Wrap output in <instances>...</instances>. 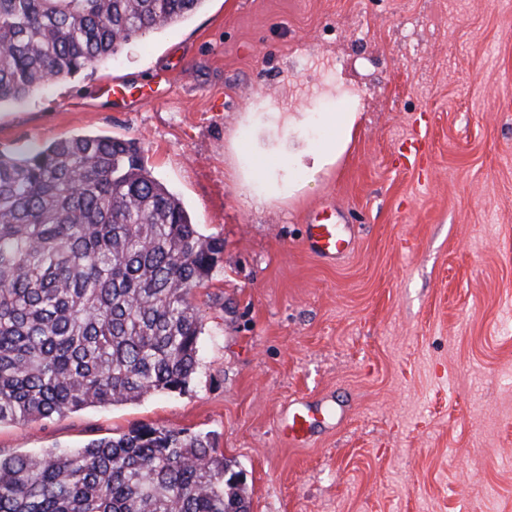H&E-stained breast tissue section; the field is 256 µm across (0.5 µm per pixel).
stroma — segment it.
I'll use <instances>...</instances> for the list:
<instances>
[{"mask_svg":"<svg viewBox=\"0 0 512 512\" xmlns=\"http://www.w3.org/2000/svg\"><path fill=\"white\" fill-rule=\"evenodd\" d=\"M161 72L151 104L103 92ZM354 101L342 156L289 181L274 155L317 136L303 114ZM73 135L139 142L223 240L193 296L199 363L181 394L2 424L1 454L148 425L208 437L250 512H512V0H206L0 108V151ZM325 208L354 236L333 262L303 246ZM300 397L344 411L293 448L279 416Z\"/></svg>","mask_w":512,"mask_h":512,"instance_id":"35a3bbf8","label":"stroma"}]
</instances>
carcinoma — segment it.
Masks as SVG:
<instances>
[{
    "mask_svg": "<svg viewBox=\"0 0 512 512\" xmlns=\"http://www.w3.org/2000/svg\"><path fill=\"white\" fill-rule=\"evenodd\" d=\"M204 0H0V105L72 78ZM206 237L137 142L0 152V424L182 393L198 365ZM207 437L140 426L0 456V512H248Z\"/></svg>",
    "mask_w": 512,
    "mask_h": 512,
    "instance_id": "cac0c4a2",
    "label": "carcinoma"
}]
</instances>
